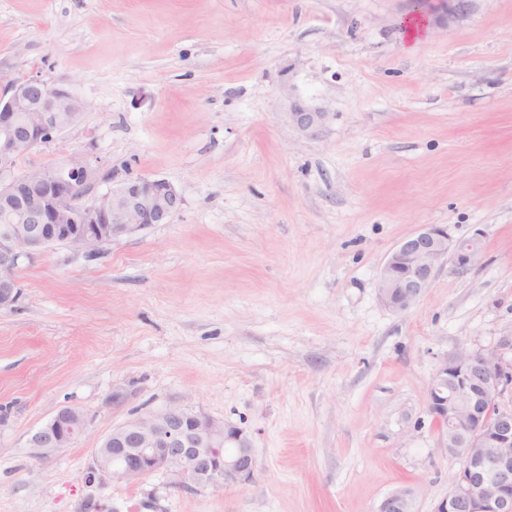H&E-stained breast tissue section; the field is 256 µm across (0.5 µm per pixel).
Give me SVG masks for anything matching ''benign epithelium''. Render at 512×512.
Masks as SVG:
<instances>
[{
  "label": "benign epithelium",
  "mask_w": 512,
  "mask_h": 512,
  "mask_svg": "<svg viewBox=\"0 0 512 512\" xmlns=\"http://www.w3.org/2000/svg\"><path fill=\"white\" fill-rule=\"evenodd\" d=\"M86 101L40 75L0 87V310L16 307L19 262L65 245L99 254L113 238L168 224L182 209L178 189L164 179L136 177L98 195L100 169L71 157L50 167H24L35 149L79 124ZM288 122L304 136L317 134L325 112L296 108ZM481 250L474 236L453 239L448 226L423 224L386 257L378 278L381 303L395 312L411 308L431 287L448 258L467 268ZM512 336L495 350H462L437 367L427 389V410L439 442L459 462L448 494L433 512H512ZM90 420L63 406L29 438L39 457L71 446ZM257 461L244 431L201 411L170 404L112 428L95 449L91 476L138 481L158 473L183 486L205 489L255 482ZM378 512H412V491L402 486Z\"/></svg>",
  "instance_id": "1"
}]
</instances>
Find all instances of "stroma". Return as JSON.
<instances>
[{
	"label": "stroma",
	"instance_id": "stroma-1",
	"mask_svg": "<svg viewBox=\"0 0 512 512\" xmlns=\"http://www.w3.org/2000/svg\"><path fill=\"white\" fill-rule=\"evenodd\" d=\"M414 0H0V84L35 74L88 104L26 159L81 155L98 193L164 179L171 223L95 257L21 260L0 311V512H432L458 464L426 389L459 349L512 334V0H467L408 48ZM326 112L316 136L285 113ZM423 224L482 249L409 310L377 279ZM178 402L243 429L254 484L158 473L87 482L132 414ZM64 405L90 427L46 458ZM90 420L79 408L63 406L29 438L35 456L44 457L71 446L88 429ZM412 491L402 486L392 490L380 502L378 512H412Z\"/></svg>",
	"mask_w": 512,
	"mask_h": 512
}]
</instances>
